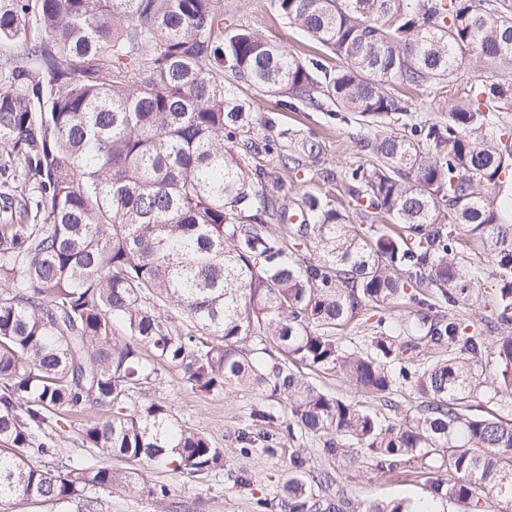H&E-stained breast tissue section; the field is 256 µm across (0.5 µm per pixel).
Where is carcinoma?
Returning a JSON list of instances; mask_svg holds the SVG:
<instances>
[{
	"label": "carcinoma",
	"mask_w": 512,
	"mask_h": 512,
	"mask_svg": "<svg viewBox=\"0 0 512 512\" xmlns=\"http://www.w3.org/2000/svg\"><path fill=\"white\" fill-rule=\"evenodd\" d=\"M276 2L336 68L224 30L221 0H0V40L26 45L0 78V504L94 512L112 488L166 501V485L108 458L188 479L224 469V449L142 393L169 368L205 397L261 393L241 420L240 453L274 454L284 434L317 445L324 468L303 448L290 454L280 512H344L323 491L351 448L383 474L444 469L428 480L437 504L486 512L491 498L512 512V423L463 410L486 383L490 350L495 389L512 399V333L488 343L439 311L471 283L462 227L490 257L512 324V224L482 195L512 175V142L491 130L487 105L508 91L480 79L446 121L382 131L409 112L395 86L431 91L466 63L511 71L512 15L491 0ZM226 71L363 118L374 161L341 181L359 214H384L395 229L363 232L311 197L287 246L268 221L286 222L288 204L248 164L271 147ZM284 138L290 169L317 162L319 140ZM364 302L416 310L406 324L379 318L367 350L349 351L336 331ZM403 335L447 356L406 360ZM304 368L338 371L391 407L404 385L422 401L385 424ZM78 415L84 452L65 455L52 432ZM366 512L437 510L391 501Z\"/></svg>",
	"instance_id": "1"
}]
</instances>
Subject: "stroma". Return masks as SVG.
<instances>
[{"label": "stroma", "mask_w": 512, "mask_h": 512, "mask_svg": "<svg viewBox=\"0 0 512 512\" xmlns=\"http://www.w3.org/2000/svg\"><path fill=\"white\" fill-rule=\"evenodd\" d=\"M223 4L225 28L240 25L251 28L305 62L320 55L319 46L277 12L274 0H223ZM479 76V71L467 64L450 86L436 88L430 95L411 97L406 90H399V97L408 98L411 112L407 123H396V132L408 133L410 124L415 122L447 119L449 109L456 101L465 98ZM232 87L238 99L253 114L256 138L276 144L273 152L260 154L256 159L266 173V189L287 198L292 210L307 197L316 196L330 199L338 209L353 211L354 204L339 176L346 169L367 166L373 161L358 143L362 128L357 115L338 111L336 104L328 100L319 111L303 106L292 109L285 106L283 96L266 93L245 81H235ZM287 130L320 140L323 152L317 167L328 172V179H312L283 166L282 148L286 144L283 133ZM462 243L471 265L479 269L480 276L472 281L466 298L456 304L453 312L466 319L477 334L491 341L508 330L495 309L498 278L480 242L466 237ZM413 312V307L408 305L366 304L341 330V341L349 349L360 348L363 337L372 334L379 317L399 320ZM314 380L325 390L376 412L386 422L403 417L419 403L416 392L406 388L398 398V409L389 410L373 396L356 389L340 373L318 374ZM146 392L148 397L164 401L180 423L205 432L226 450L223 471L196 482L183 480L172 472L144 470L147 484L167 485L169 500L162 506L167 512H181L180 507L184 504L194 505L195 512H277V495L288 477V458L295 447L294 442L285 438L275 454L257 452L246 456L239 454L235 442L240 419L252 404L259 401L258 392L234 388L227 390L223 397L209 399L192 389L179 372L170 369L162 370ZM334 469L337 482L333 489L350 500L349 512H365L371 504L391 500L416 504L427 497L425 477L414 471L389 477L378 472L374 463L352 467L342 460L336 461ZM262 499L267 502L263 508L258 505Z\"/></svg>", "instance_id": "obj_1"}]
</instances>
